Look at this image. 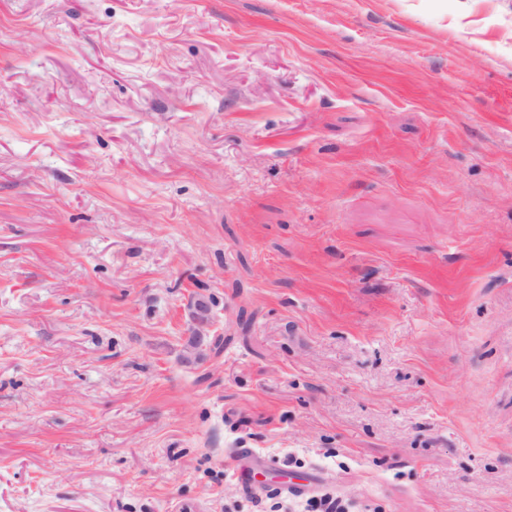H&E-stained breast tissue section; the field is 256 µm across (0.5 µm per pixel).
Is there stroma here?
<instances>
[{
    "instance_id": "35a3bbf8",
    "label": "stroma",
    "mask_w": 512,
    "mask_h": 512,
    "mask_svg": "<svg viewBox=\"0 0 512 512\" xmlns=\"http://www.w3.org/2000/svg\"><path fill=\"white\" fill-rule=\"evenodd\" d=\"M241 448L512 512V0H0V512H270Z\"/></svg>"
}]
</instances>
